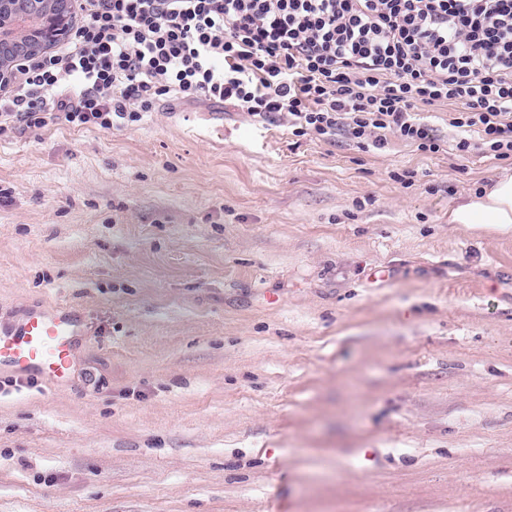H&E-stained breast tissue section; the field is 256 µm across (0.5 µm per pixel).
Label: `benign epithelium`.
<instances>
[{
    "label": "benign epithelium",
    "instance_id": "benign-epithelium-1",
    "mask_svg": "<svg viewBox=\"0 0 512 512\" xmlns=\"http://www.w3.org/2000/svg\"><path fill=\"white\" fill-rule=\"evenodd\" d=\"M72 0H0V87L19 64L52 50L73 26Z\"/></svg>",
    "mask_w": 512,
    "mask_h": 512
}]
</instances>
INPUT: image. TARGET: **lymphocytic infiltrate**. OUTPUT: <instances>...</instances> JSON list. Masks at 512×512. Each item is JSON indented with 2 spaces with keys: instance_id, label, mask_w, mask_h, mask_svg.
Returning a JSON list of instances; mask_svg holds the SVG:
<instances>
[{
  "instance_id": "f902f5d3",
  "label": "lymphocytic infiltrate",
  "mask_w": 512,
  "mask_h": 512,
  "mask_svg": "<svg viewBox=\"0 0 512 512\" xmlns=\"http://www.w3.org/2000/svg\"><path fill=\"white\" fill-rule=\"evenodd\" d=\"M63 49L0 89V133L47 118L111 130L164 98L232 105L295 137L512 159V0H76ZM480 133L472 144L471 130Z\"/></svg>"
}]
</instances>
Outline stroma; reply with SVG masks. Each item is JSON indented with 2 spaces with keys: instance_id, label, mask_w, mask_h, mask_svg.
Masks as SVG:
<instances>
[{
  "instance_id": "35a3bbf8",
  "label": "stroma",
  "mask_w": 512,
  "mask_h": 512,
  "mask_svg": "<svg viewBox=\"0 0 512 512\" xmlns=\"http://www.w3.org/2000/svg\"><path fill=\"white\" fill-rule=\"evenodd\" d=\"M505 173L177 99L0 135V330H87L0 372V512H512V231L448 221ZM84 334L76 309L66 305L35 309L15 329L0 332V369L63 384L73 373L76 345Z\"/></svg>"
}]
</instances>
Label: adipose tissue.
<instances>
[{
    "mask_svg": "<svg viewBox=\"0 0 512 512\" xmlns=\"http://www.w3.org/2000/svg\"><path fill=\"white\" fill-rule=\"evenodd\" d=\"M448 221L512 229V175L503 174L484 186L482 193L465 196L449 209Z\"/></svg>",
    "mask_w": 512,
    "mask_h": 512,
    "instance_id": "obj_1",
    "label": "adipose tissue"
}]
</instances>
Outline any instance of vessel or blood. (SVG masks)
<instances>
[{"instance_id":"1","label":"vessel or blood","mask_w":512,"mask_h":512,"mask_svg":"<svg viewBox=\"0 0 512 512\" xmlns=\"http://www.w3.org/2000/svg\"><path fill=\"white\" fill-rule=\"evenodd\" d=\"M84 333L76 309L60 305L33 310L18 327L0 333V368L56 385L65 383L73 373L76 345Z\"/></svg>"}]
</instances>
